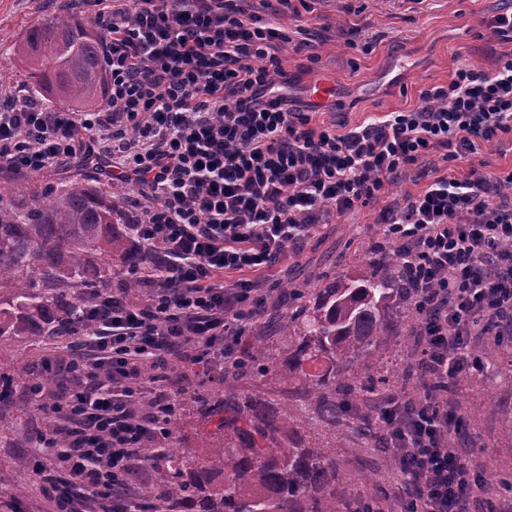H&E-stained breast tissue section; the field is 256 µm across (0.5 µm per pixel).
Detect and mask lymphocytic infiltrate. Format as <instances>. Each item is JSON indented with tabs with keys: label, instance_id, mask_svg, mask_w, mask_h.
<instances>
[{
	"label": "lymphocytic infiltrate",
	"instance_id": "1",
	"mask_svg": "<svg viewBox=\"0 0 512 512\" xmlns=\"http://www.w3.org/2000/svg\"><path fill=\"white\" fill-rule=\"evenodd\" d=\"M90 9L103 41L107 101L52 111L0 84V171L39 174L98 155L99 178L136 180L135 240L148 263L136 291H103L88 311L82 366L60 396L68 445L53 449L58 512H141L130 478L167 399L154 381L173 363L238 360L267 290L256 273L313 237L327 214L376 210L412 280L423 322L418 363L440 383L479 369V336H512V171L470 159L512 132V0L487 27L506 50L492 70L463 65L422 106L339 130L276 86L286 45L318 61L319 32L275 19L292 0H54ZM467 161L456 175L449 164ZM417 195L390 188L408 172ZM234 274L225 283L226 274ZM402 481L396 512H512L467 460L463 422L429 391L380 404Z\"/></svg>",
	"mask_w": 512,
	"mask_h": 512
}]
</instances>
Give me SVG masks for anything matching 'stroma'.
Instances as JSON below:
<instances>
[{
	"mask_svg": "<svg viewBox=\"0 0 512 512\" xmlns=\"http://www.w3.org/2000/svg\"><path fill=\"white\" fill-rule=\"evenodd\" d=\"M498 5L499 0H305L299 16L278 15L277 24L291 28L303 22L323 31L324 40L315 63L306 52L290 46L283 50L288 80L282 92L293 104L312 105L310 85L330 80L336 95L327 104L314 105L315 110L320 120L335 118L350 127L417 107L421 91L448 85L457 67L492 69L503 47L492 38L487 20ZM53 13L51 0H0V83L40 96L37 86L20 80L24 68L11 47ZM375 220V211L369 209L330 215L313 238L289 251L269 275L274 289L264 314L247 327V344L276 346L275 320L291 301L287 284L358 275L373 258ZM476 343L483 370L457 373L449 379L444 398L449 410L460 415L475 403L483 408L469 462L485 479L484 497L492 498L496 486L487 482V475L512 473V382L506 379L512 353L490 336ZM416 350V337H394L379 348L375 363L399 377L415 364ZM336 434L349 442L337 451L347 473L358 477L374 468L379 471L377 484L358 482L348 488L340 512H360L363 504L384 502L400 482L399 473L389 467L387 451L361 443L348 427H337Z\"/></svg>",
	"mask_w": 512,
	"mask_h": 512,
	"instance_id": "1",
	"label": "stroma"
}]
</instances>
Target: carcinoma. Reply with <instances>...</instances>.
<instances>
[{
  "label": "carcinoma",
  "instance_id": "carcinoma-1",
  "mask_svg": "<svg viewBox=\"0 0 512 512\" xmlns=\"http://www.w3.org/2000/svg\"><path fill=\"white\" fill-rule=\"evenodd\" d=\"M66 13L32 27L14 46L26 77L52 99L73 109L92 108L108 82L99 35ZM134 248L125 214L105 193L82 184L46 190L25 175L22 194L0 190V418L28 424L31 434L0 426V445L19 448L21 470L39 471L35 454L45 438L64 448L57 415L43 401L63 379L47 360L17 362L5 353L27 340L62 342L93 333L84 316L94 291L112 286V266L144 262ZM307 300L279 327L277 354L261 345L227 367L222 388L197 390L176 399L165 420L169 466L144 492L160 512H339L352 478L336 447V425L345 421L349 397L366 408L352 422L354 433L384 443L369 411L386 388V375L365 384L379 346L396 336L421 335V319L394 251L371 261L356 278L338 276L292 289ZM270 376L274 392L236 385L246 377ZM0 512H29L27 488L14 484L0 495Z\"/></svg>",
  "mask_w": 512,
  "mask_h": 512
}]
</instances>
